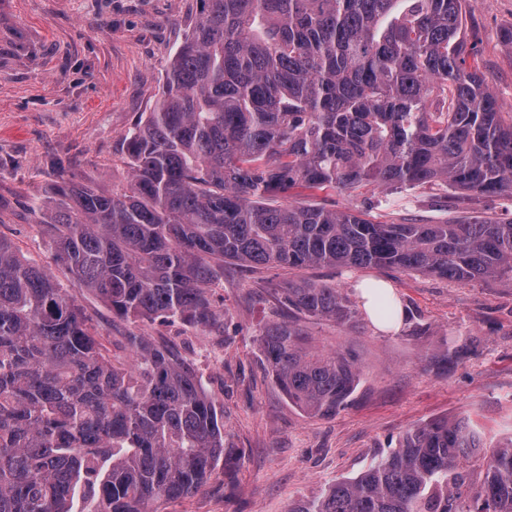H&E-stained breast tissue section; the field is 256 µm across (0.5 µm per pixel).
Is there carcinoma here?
<instances>
[{"label": "carcinoma", "instance_id": "1", "mask_svg": "<svg viewBox=\"0 0 512 512\" xmlns=\"http://www.w3.org/2000/svg\"><path fill=\"white\" fill-rule=\"evenodd\" d=\"M199 2L125 137L127 183L62 175L30 207L78 287L127 321L206 329L223 325L211 291L226 261L512 283V222L381 224L297 199L435 182L512 195V113L467 65L464 0ZM279 302L357 324L336 287L290 282ZM129 342V362L112 358L54 276L0 238V512H156L219 461L232 473L201 376L167 346ZM259 343L289 402L318 417L348 405L352 352L313 350L295 319ZM289 512H512V436L487 454L468 419L430 420Z\"/></svg>", "mask_w": 512, "mask_h": 512}]
</instances>
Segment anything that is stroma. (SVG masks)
<instances>
[{
  "label": "stroma",
  "mask_w": 512,
  "mask_h": 512,
  "mask_svg": "<svg viewBox=\"0 0 512 512\" xmlns=\"http://www.w3.org/2000/svg\"><path fill=\"white\" fill-rule=\"evenodd\" d=\"M197 0H0V237L50 271L84 308L113 355L130 333L176 349L203 376L224 411V443L239 449L233 478L208 483L161 512H288L329 484L358 475L407 429L436 418H469L487 442L512 432V284L455 282L384 268L306 269L225 264L212 298L224 327L113 317L57 262L46 227L30 223L34 197L58 174L120 188L129 169L126 135L159 97ZM469 47L489 89L512 112V0H465ZM309 203L396 224L512 221V196H474L444 184L396 190L315 191ZM309 281L356 294L364 281L390 284L405 313L399 331L367 315L356 327L303 321L320 350H348L360 368L351 404L313 418L274 383L257 335L280 319L277 291ZM422 335H414L415 327ZM459 352L452 367L437 361Z\"/></svg>",
  "instance_id": "35a3bbf8"
}]
</instances>
